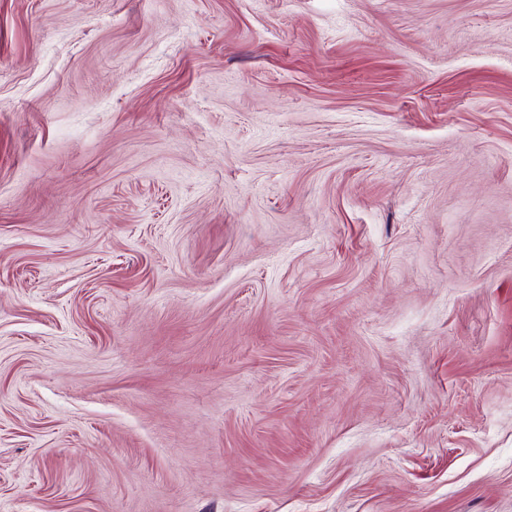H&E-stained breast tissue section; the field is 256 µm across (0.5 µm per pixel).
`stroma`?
Masks as SVG:
<instances>
[{"label": "stroma", "instance_id": "35a3bbf8", "mask_svg": "<svg viewBox=\"0 0 512 512\" xmlns=\"http://www.w3.org/2000/svg\"><path fill=\"white\" fill-rule=\"evenodd\" d=\"M0 512H512V0H0Z\"/></svg>", "mask_w": 512, "mask_h": 512}]
</instances>
